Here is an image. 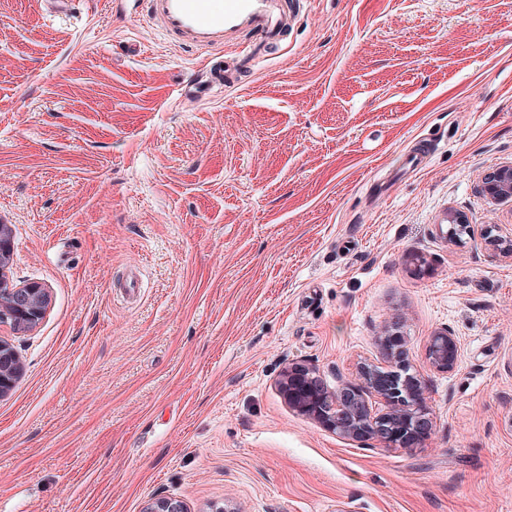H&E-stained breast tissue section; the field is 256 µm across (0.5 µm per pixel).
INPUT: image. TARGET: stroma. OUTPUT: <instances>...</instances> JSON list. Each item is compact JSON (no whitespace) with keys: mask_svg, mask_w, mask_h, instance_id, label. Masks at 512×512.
<instances>
[{"mask_svg":"<svg viewBox=\"0 0 512 512\" xmlns=\"http://www.w3.org/2000/svg\"><path fill=\"white\" fill-rule=\"evenodd\" d=\"M239 70L107 0H0V224L49 303L0 398V512H512V257L439 226H512V0H284ZM229 89L180 97L207 66ZM428 147L402 169L407 148ZM429 267L412 275L408 252ZM136 276L137 295L123 284ZM401 321L433 427L418 447L290 409ZM458 342L434 370L427 339ZM480 192L491 200H511L512 166H503L488 174L480 186ZM429 365L437 371L447 372L454 368L458 358V343L448 329L435 331L429 337L425 350Z\"/></svg>","mask_w":512,"mask_h":512,"instance_id":"stroma-1","label":"stroma"}]
</instances>
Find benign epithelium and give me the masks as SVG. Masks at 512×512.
I'll list each match as a JSON object with an SVG mask.
<instances>
[{"mask_svg": "<svg viewBox=\"0 0 512 512\" xmlns=\"http://www.w3.org/2000/svg\"><path fill=\"white\" fill-rule=\"evenodd\" d=\"M480 192L495 201L512 199V166H503L488 174ZM448 238L460 241L481 237L485 245L512 257V234L494 233V228H480L463 213L448 212ZM13 231L0 224V317H12V326L31 329L45 316L48 292L38 282L17 285L5 274L12 250ZM426 359L437 371L454 368L458 343L448 330L429 337ZM393 369L381 371L364 365L358 379L339 390L325 386L313 368L295 366L286 369L279 381L280 392L293 410L316 419L327 430L348 438H377L391 448L412 447L431 432V410L423 396L421 377L411 372V365L401 351L387 352ZM22 371L17 352L0 339V397L9 393ZM379 397L382 409L375 412L368 398ZM144 512H187L184 504L170 497L153 499Z\"/></svg>", "mask_w": 512, "mask_h": 512, "instance_id": "1", "label": "benign epithelium"}]
</instances>
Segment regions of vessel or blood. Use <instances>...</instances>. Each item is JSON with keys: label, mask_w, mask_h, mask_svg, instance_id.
Masks as SVG:
<instances>
[{"label": "vessel or blood", "mask_w": 512, "mask_h": 512, "mask_svg": "<svg viewBox=\"0 0 512 512\" xmlns=\"http://www.w3.org/2000/svg\"><path fill=\"white\" fill-rule=\"evenodd\" d=\"M113 5L132 18L159 20L168 36L198 51L223 48L243 30L257 32L259 42L242 52L247 63L277 42L283 27L278 0H113Z\"/></svg>", "instance_id": "obj_1"}]
</instances>
